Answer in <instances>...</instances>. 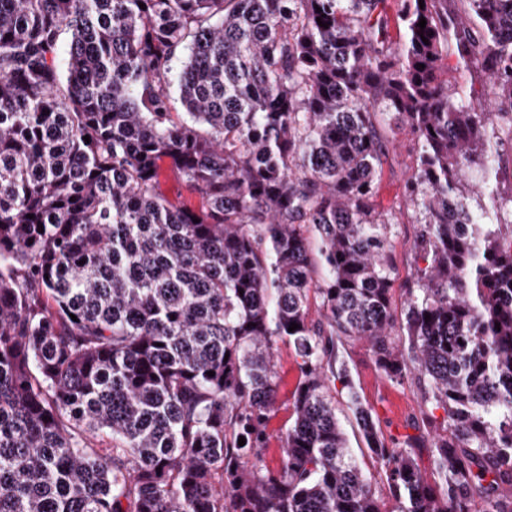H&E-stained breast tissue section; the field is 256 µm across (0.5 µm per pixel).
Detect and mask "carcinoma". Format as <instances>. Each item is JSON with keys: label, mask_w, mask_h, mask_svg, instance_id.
<instances>
[{"label": "carcinoma", "mask_w": 512, "mask_h": 512, "mask_svg": "<svg viewBox=\"0 0 512 512\" xmlns=\"http://www.w3.org/2000/svg\"><path fill=\"white\" fill-rule=\"evenodd\" d=\"M466 2L0 0V512H512V193L489 128L512 133V0ZM451 44L496 112L439 78ZM389 123L418 145L426 262L399 313ZM164 159L199 207L159 192ZM359 340L443 411L431 476L333 370ZM280 341L300 375L271 467ZM339 418L349 439V446L350 448L354 449V453L359 465L367 474H371L373 476L372 482L375 484V486L382 487L383 483L381 480V475L383 476V474L380 466L373 458L368 455L363 443L361 442L360 436L356 431V428L353 427L355 423L352 416L349 414V419L344 414H339ZM350 420L353 421V425L350 423ZM358 448H363L365 450L364 456H362Z\"/></svg>", "instance_id": "1"}]
</instances>
